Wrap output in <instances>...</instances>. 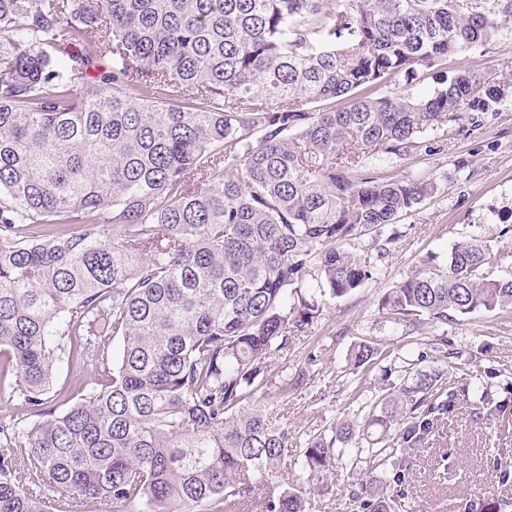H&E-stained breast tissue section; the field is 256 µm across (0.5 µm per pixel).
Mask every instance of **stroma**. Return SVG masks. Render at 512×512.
Listing matches in <instances>:
<instances>
[{"label": "stroma", "mask_w": 512, "mask_h": 512, "mask_svg": "<svg viewBox=\"0 0 512 512\" xmlns=\"http://www.w3.org/2000/svg\"><path fill=\"white\" fill-rule=\"evenodd\" d=\"M461 68L499 82L502 101L473 132L440 125L432 137L444 144V151L386 161L387 173L437 178L440 191L400 217L402 237L374 282L328 301L312 333L294 337L286 350L273 357L268 384L256 395L294 437L285 456V479L299 477L300 448L309 434L352 417L356 406L350 399L351 349L355 343L372 337L382 349L408 359L426 351L429 334L405 335L402 327L379 313L383 293L414 270L426 253L447 254L453 243L470 233L512 224V36L449 57L443 66L419 71L415 79L398 77L385 92L427 94L434 91L442 74ZM447 336L462 352L454 376L480 385L487 381V368L512 374V311L460 318L448 324ZM310 351L321 360L308 368L306 385L279 391L282 376L305 366ZM503 468L512 471V415L494 414L477 422L470 402H460L439 420L410 459L404 482L409 512H462V504L476 496L512 498V483L499 479ZM328 481L332 491L307 494V512H359L349 501L346 472L336 471Z\"/></svg>", "instance_id": "stroma-1"}]
</instances>
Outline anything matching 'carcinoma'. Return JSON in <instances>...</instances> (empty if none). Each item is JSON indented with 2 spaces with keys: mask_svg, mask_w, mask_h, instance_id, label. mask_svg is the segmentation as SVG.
Segmentation results:
<instances>
[{
  "mask_svg": "<svg viewBox=\"0 0 512 512\" xmlns=\"http://www.w3.org/2000/svg\"><path fill=\"white\" fill-rule=\"evenodd\" d=\"M512 35V0H0V386L40 420L0 422V512L50 487L112 512H249L291 439L250 400L324 298L376 278L395 223L438 191L382 155L481 125L500 87L461 70L428 95L373 91ZM368 238L366 256L347 250ZM512 225L428 253L380 299L416 333L512 309ZM399 382L301 450L307 482L349 473L361 512H395L410 453L469 399L444 334ZM119 343L113 353V343ZM366 338L354 366L387 359ZM76 393L59 389L60 364ZM475 391L473 416L512 410ZM23 451V466L16 452ZM261 512H306L285 482Z\"/></svg>",
  "mask_w": 512,
  "mask_h": 512,
  "instance_id": "cac0c4a2",
  "label": "carcinoma"
}]
</instances>
